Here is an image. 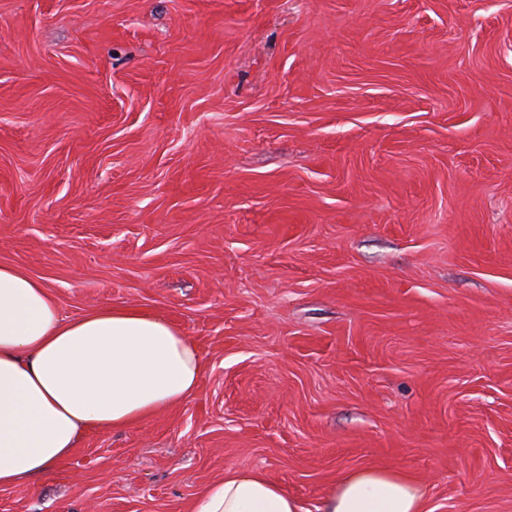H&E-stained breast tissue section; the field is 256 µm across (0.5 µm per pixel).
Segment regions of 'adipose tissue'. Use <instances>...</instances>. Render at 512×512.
<instances>
[{
  "label": "adipose tissue",
  "instance_id": "ef3b65f1",
  "mask_svg": "<svg viewBox=\"0 0 512 512\" xmlns=\"http://www.w3.org/2000/svg\"><path fill=\"white\" fill-rule=\"evenodd\" d=\"M205 369L193 338L162 317L104 306L63 316L50 289L0 265V488L33 484L88 432L124 430L187 400ZM194 512H305L255 470H230ZM317 512H429L422 488L381 469L344 475Z\"/></svg>",
  "mask_w": 512,
  "mask_h": 512
}]
</instances>
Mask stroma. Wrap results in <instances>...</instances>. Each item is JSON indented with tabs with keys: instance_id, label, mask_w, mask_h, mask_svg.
<instances>
[{
	"instance_id": "stroma-1",
	"label": "stroma",
	"mask_w": 512,
	"mask_h": 512,
	"mask_svg": "<svg viewBox=\"0 0 512 512\" xmlns=\"http://www.w3.org/2000/svg\"><path fill=\"white\" fill-rule=\"evenodd\" d=\"M0 264L198 343L186 401L0 512H512V0H0ZM317 512H431L422 488L408 476L381 469L344 475ZM194 512H306L286 489L255 470H229L198 496Z\"/></svg>"
}]
</instances>
